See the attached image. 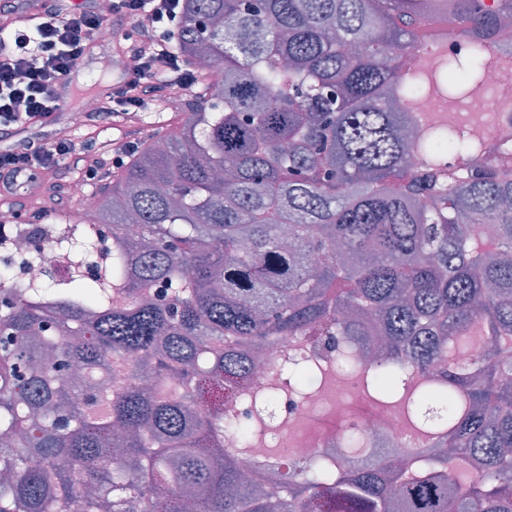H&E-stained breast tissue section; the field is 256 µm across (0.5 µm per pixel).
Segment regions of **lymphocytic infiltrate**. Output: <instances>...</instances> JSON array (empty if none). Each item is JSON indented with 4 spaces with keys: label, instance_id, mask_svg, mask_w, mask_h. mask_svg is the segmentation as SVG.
<instances>
[{
    "label": "lymphocytic infiltrate",
    "instance_id": "f902f5d3",
    "mask_svg": "<svg viewBox=\"0 0 512 512\" xmlns=\"http://www.w3.org/2000/svg\"><path fill=\"white\" fill-rule=\"evenodd\" d=\"M182 0H112L110 15H102L92 0L64 7L43 0L39 14L17 26L24 0H0V134L56 125L62 88L90 53L94 33L109 23L133 20L122 34L123 54L135 59L113 83L108 100L91 119L123 126V141L104 145L88 157L85 179L95 182L105 170L124 165L138 149L137 114L158 102L169 88L193 90L195 71L171 48L174 28L181 22ZM76 151L67 137L58 136L32 148L25 144L0 148V187L10 190L34 183L61 170Z\"/></svg>",
    "mask_w": 512,
    "mask_h": 512
}]
</instances>
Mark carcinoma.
<instances>
[{
	"label": "carcinoma",
	"mask_w": 512,
	"mask_h": 512,
	"mask_svg": "<svg viewBox=\"0 0 512 512\" xmlns=\"http://www.w3.org/2000/svg\"><path fill=\"white\" fill-rule=\"evenodd\" d=\"M509 17L183 0L174 49L203 93L105 182L99 222L62 232L102 274L0 273V512H512V171L474 163L479 127L413 122L425 98L494 94ZM446 23L465 55H427ZM369 336L388 342L371 364L347 348ZM310 338L317 364L295 352ZM268 343L288 352L244 398L309 402L354 363L401 431L434 436L424 465L253 461L269 424L224 413V382Z\"/></svg>",
	"instance_id": "cac0c4a2"
}]
</instances>
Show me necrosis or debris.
<instances>
[{
  "mask_svg": "<svg viewBox=\"0 0 512 512\" xmlns=\"http://www.w3.org/2000/svg\"><path fill=\"white\" fill-rule=\"evenodd\" d=\"M472 122H483L489 114L497 119L490 129L481 155L482 160L497 162L501 153L512 148V110L500 109L494 98L486 97L471 101L466 109ZM12 212L0 213V236L7 240L0 247V265L12 269L15 274L31 282H40L49 276L69 272L78 263L77 255L61 241H54L48 254L41 259L31 256L32 242L29 225L14 221ZM271 421H284L292 427L291 433L281 434L272 429L264 432L255 444L256 458H263L271 441H282L292 454L311 456L321 454L345 463L356 459L357 454L346 444L343 433L348 427H356L368 448H383L391 455L407 461H415V450L402 438L397 420L384 407H374L365 401L359 374H352L343 394H330L323 403H301L284 398L272 409L266 410Z\"/></svg>",
  "mask_w": 512,
  "mask_h": 512,
  "instance_id": "necrosis-or-debris-1",
  "label": "necrosis or debris"
}]
</instances>
